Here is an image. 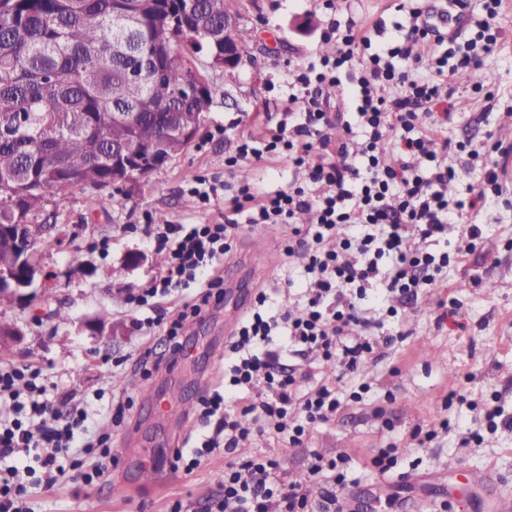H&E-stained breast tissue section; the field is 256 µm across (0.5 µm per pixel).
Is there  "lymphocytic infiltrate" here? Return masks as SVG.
Returning a JSON list of instances; mask_svg holds the SVG:
<instances>
[{
    "instance_id": "obj_1",
    "label": "lymphocytic infiltrate",
    "mask_w": 512,
    "mask_h": 512,
    "mask_svg": "<svg viewBox=\"0 0 512 512\" xmlns=\"http://www.w3.org/2000/svg\"><path fill=\"white\" fill-rule=\"evenodd\" d=\"M421 15L420 9H412L407 24L398 26L385 44L374 40L382 23L332 19L322 38L335 43L336 53L297 67L286 121L262 137L240 141L224 159L231 172L245 160L282 157L296 169V182L288 190L264 195L239 186L225 198L220 222L155 225L153 243L167 253L168 264L148 287L126 297L138 312L155 308L158 300L174 299L175 312L168 319L138 322L145 334L162 330L166 345L161 354L147 347L142 365L155 371L173 367L185 354L186 323L203 319L224 301L219 267L233 249L239 215L257 227L287 225L294 238L285 252L301 255L303 271L314 281L303 312L292 316L258 294L256 307L241 317L228 340L226 355L233 361L228 380L200 399L202 420L214 424L213 436L202 444L204 453L220 447L229 456L224 502L232 512H307L306 488L327 468L337 475L321 498L334 512H347L342 461L327 462L317 455L303 477L285 478L280 460L240 455V442L254 431L242 419H265L269 439L295 448L313 425L329 421L344 399L362 400L369 387L359 381L357 371L376 340L351 333L364 323L358 300L372 286L402 298L433 283L435 272L450 263V254L409 250L408 239L438 241L452 217H464L477 205L473 199L449 203L443 192L455 172L444 162L446 119L433 112L434 106L447 103L449 82L459 72L476 69L477 60L456 53L454 35L428 25ZM419 41L432 49L446 48L423 73L410 64V45ZM343 80L349 84L356 120L338 126L339 137L333 140L327 130L334 124L321 91ZM390 85L396 92L384 97L382 91ZM356 138L361 151L355 156L349 143ZM303 210L313 212L315 219L296 225L294 218ZM385 257L390 264L384 268L380 261ZM278 331L298 346L306 362L335 366L341 377L350 378L349 395L325 383L310 386V371L286 370L274 340ZM260 380L266 394L250 397L249 389ZM6 398L13 416L0 418V460L35 455L42 468L40 481L49 489L61 470L59 449L77 446L96 460L91 471L82 473L84 484L109 476L112 437L85 440L88 414L78 389L59 390L40 369L1 362L0 400Z\"/></svg>"
}]
</instances>
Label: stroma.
Masks as SVG:
<instances>
[{"label":"stroma","instance_id":"1","mask_svg":"<svg viewBox=\"0 0 512 512\" xmlns=\"http://www.w3.org/2000/svg\"><path fill=\"white\" fill-rule=\"evenodd\" d=\"M401 0H351L354 17L383 21L385 36L406 23ZM246 24L253 30L250 54L233 73L211 69L205 54H194L196 67L213 90V102L193 145L146 182L119 191L113 187L73 186L49 194L35 224H56L64 234L41 252L44 277L22 301H0V321L26 333L24 343L0 361L42 369L61 387L83 390L96 428L112 435V474L105 483L85 485L65 476L52 489L30 490L32 512H169L175 500L208 512L224 493L223 449L207 455L193 473L158 468L152 481H141L142 456H171L175 448L192 455L212 429L197 413L199 379L224 380L225 323L235 306H252L258 292L290 308L304 301L307 284L287 285L284 272L299 269L298 257L283 252L285 228L256 229L242 224L229 263L235 264V291L205 319L190 322L183 340L194 350L172 370L142 377L137 358L144 340L127 305L128 292L147 287L161 270L146 227V216H164L182 224L220 220L224 185L248 182L255 192L285 190L294 179L288 160L244 161L237 173L224 170V158L238 142L277 127L288 108V84L296 65L331 54L321 34L332 13L323 0H242ZM501 39L480 55L473 76L450 90L448 164L451 199H466L483 185L486 166L465 152V145L512 147V0H502L497 18ZM496 171L504 195L486 194L471 217L482 234L465 248V228L449 224L430 251L464 254L448 265L436 286H422L400 303L398 317L384 315L390 299L369 291L361 302L365 318H380L369 328L378 345L360 372L370 390L361 401H347L332 420L315 425L299 448L261 436L246 441L247 454L282 458L291 476L306 473L311 455L346 457V491L388 497L381 512H401L393 498L402 496L420 512H469L465 497L469 473L488 471L512 491V429L490 431L485 410L497 405L512 413V156ZM209 176L216 192L209 205L192 194L193 179ZM82 255L72 264L70 252ZM140 255L129 265L131 255ZM65 308L68 324L54 311ZM460 401L446 405L450 392ZM131 398L128 425L115 427L100 417L108 397ZM171 404L159 413L157 402ZM450 429H442V419ZM435 430V439L418 445L415 429ZM484 441L470 442V433ZM394 448L388 474L370 465L380 450Z\"/></svg>","mask_w":512,"mask_h":512}]
</instances>
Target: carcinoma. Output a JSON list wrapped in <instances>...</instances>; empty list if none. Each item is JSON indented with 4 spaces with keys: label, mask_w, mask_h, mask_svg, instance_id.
Segmentation results:
<instances>
[{
    "label": "carcinoma",
    "mask_w": 512,
    "mask_h": 512,
    "mask_svg": "<svg viewBox=\"0 0 512 512\" xmlns=\"http://www.w3.org/2000/svg\"><path fill=\"white\" fill-rule=\"evenodd\" d=\"M241 0H0V226L25 224L51 190L112 184V149L170 159L157 112L200 125L212 91L183 47L224 55ZM130 116L122 125L115 113Z\"/></svg>",
    "instance_id": "1"
}]
</instances>
